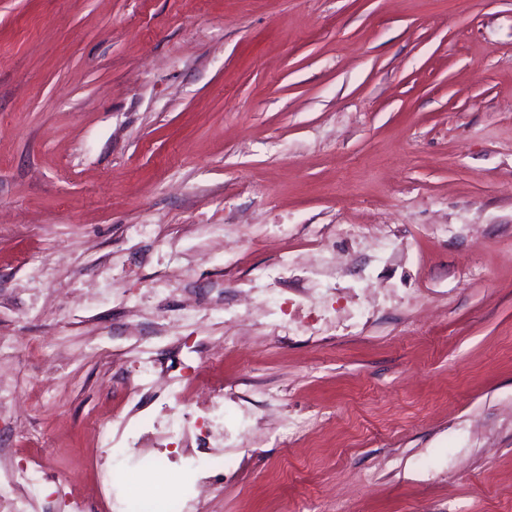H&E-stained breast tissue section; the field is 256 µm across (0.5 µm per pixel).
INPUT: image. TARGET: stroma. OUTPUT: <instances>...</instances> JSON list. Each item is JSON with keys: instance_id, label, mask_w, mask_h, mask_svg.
Returning <instances> with one entry per match:
<instances>
[{"instance_id": "35a3bbf8", "label": "stroma", "mask_w": 512, "mask_h": 512, "mask_svg": "<svg viewBox=\"0 0 512 512\" xmlns=\"http://www.w3.org/2000/svg\"><path fill=\"white\" fill-rule=\"evenodd\" d=\"M0 352L31 512L186 362L201 512H512V0H0ZM4 476L6 482L15 489L13 498L0 502V507L5 512H30L32 492L38 495L42 486L67 480L64 473L51 471L35 460H29L26 466L11 467Z\"/></svg>"}]
</instances>
